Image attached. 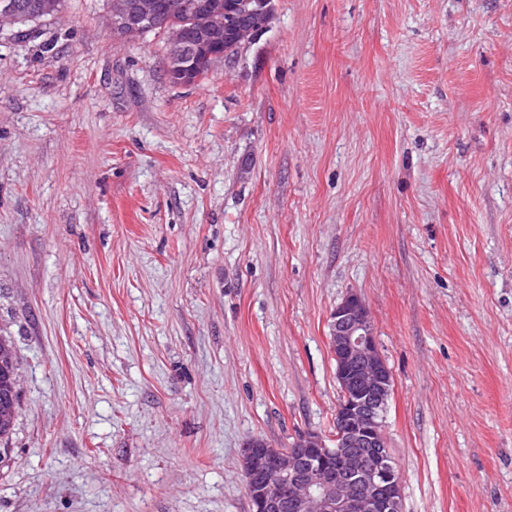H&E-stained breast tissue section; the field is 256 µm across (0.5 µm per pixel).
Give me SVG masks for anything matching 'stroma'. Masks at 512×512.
Here are the masks:
<instances>
[{
	"instance_id": "obj_1",
	"label": "stroma",
	"mask_w": 512,
	"mask_h": 512,
	"mask_svg": "<svg viewBox=\"0 0 512 512\" xmlns=\"http://www.w3.org/2000/svg\"><path fill=\"white\" fill-rule=\"evenodd\" d=\"M108 0L0 27V512H251L369 308L402 512H512V0H274L195 86Z\"/></svg>"
}]
</instances>
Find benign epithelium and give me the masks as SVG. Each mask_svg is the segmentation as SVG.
<instances>
[{"mask_svg":"<svg viewBox=\"0 0 512 512\" xmlns=\"http://www.w3.org/2000/svg\"><path fill=\"white\" fill-rule=\"evenodd\" d=\"M112 33L133 41L162 27L169 40L167 75L193 86L213 65L228 59L224 41L256 38L251 18L271 15L273 0H109ZM55 13L52 0L25 7L0 0V27ZM331 350L341 400L334 448L316 434L300 436L288 449L250 440L241 454L254 512H401L402 484L384 433L383 413L392 374L380 354L369 312L355 294L331 314Z\"/></svg>","mask_w":512,"mask_h":512,"instance_id":"1","label":"benign epithelium"}]
</instances>
